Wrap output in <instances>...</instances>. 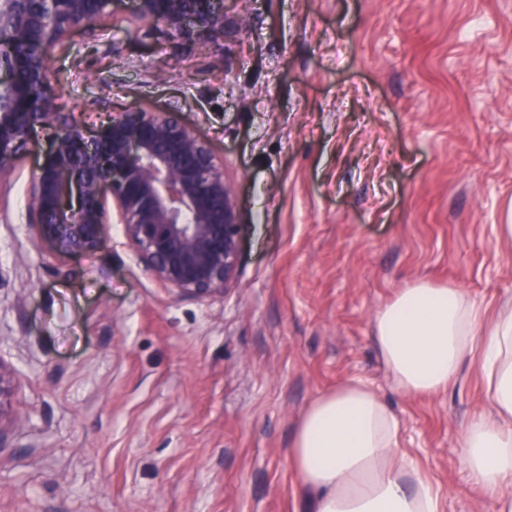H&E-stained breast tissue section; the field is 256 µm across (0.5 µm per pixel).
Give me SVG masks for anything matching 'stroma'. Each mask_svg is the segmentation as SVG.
Returning a JSON list of instances; mask_svg holds the SVG:
<instances>
[{"label": "stroma", "mask_w": 512, "mask_h": 512, "mask_svg": "<svg viewBox=\"0 0 512 512\" xmlns=\"http://www.w3.org/2000/svg\"><path fill=\"white\" fill-rule=\"evenodd\" d=\"M223 45L74 29L48 68L95 135L178 106L242 224L223 296L178 297L120 226L60 258L27 225L47 131L0 185V362L23 418L0 512H307L288 449L309 404L368 381L442 512H491L461 463L487 410L478 357L399 393L379 311L424 281L512 304V0H238Z\"/></svg>", "instance_id": "obj_1"}]
</instances>
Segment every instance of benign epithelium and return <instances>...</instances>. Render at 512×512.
<instances>
[{"label": "benign epithelium", "mask_w": 512, "mask_h": 512, "mask_svg": "<svg viewBox=\"0 0 512 512\" xmlns=\"http://www.w3.org/2000/svg\"><path fill=\"white\" fill-rule=\"evenodd\" d=\"M116 0H0V179L37 129L50 131L28 192L27 223L60 258L95 253L110 213L139 264L178 297L224 294L237 278L240 214L224 163L179 112L136 108L90 139L48 90L52 50L75 27L112 33ZM140 30L172 41L224 38L223 0H136ZM13 375L0 361V447L4 424L21 421L11 404Z\"/></svg>", "instance_id": "benign-epithelium-1"}]
</instances>
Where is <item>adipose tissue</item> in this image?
I'll return each instance as SVG.
<instances>
[{
	"label": "adipose tissue",
	"instance_id": "adipose-tissue-1",
	"mask_svg": "<svg viewBox=\"0 0 512 512\" xmlns=\"http://www.w3.org/2000/svg\"><path fill=\"white\" fill-rule=\"evenodd\" d=\"M374 341L397 390H447L478 353L489 414L463 430L462 461L474 485L512 512V310L486 320L461 288L420 282L376 316ZM400 422L366 383L347 380L314 399L288 450L311 512H440L439 495L398 448Z\"/></svg>",
	"mask_w": 512,
	"mask_h": 512
}]
</instances>
